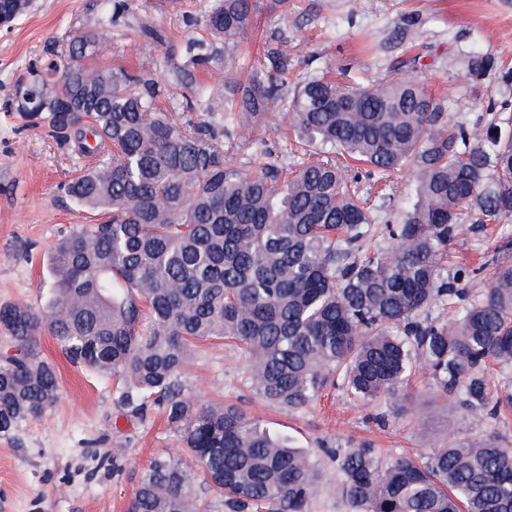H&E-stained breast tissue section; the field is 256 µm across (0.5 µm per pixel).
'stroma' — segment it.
Listing matches in <instances>:
<instances>
[{
	"label": "stroma",
	"mask_w": 512,
	"mask_h": 512,
	"mask_svg": "<svg viewBox=\"0 0 512 512\" xmlns=\"http://www.w3.org/2000/svg\"><path fill=\"white\" fill-rule=\"evenodd\" d=\"M112 24L110 62L144 73L166 88L160 106L175 121L176 102L195 84L224 94V68L247 77L261 62L266 77L284 80L275 111H284L307 74L328 70L371 79L417 78L432 92L449 85L463 93L448 108L453 122L484 127L494 111L512 113V0H254L240 44L225 50L202 24L210 0H127ZM99 0H33L11 28L0 29V305L40 309L51 287L48 259L73 227L98 223L57 191L73 176L68 152L40 125L16 110L17 85L48 42L94 30ZM165 39L145 46L142 27ZM493 57L495 70L475 79L469 54ZM512 216L474 224L448 246V269H483L512 255ZM41 356L59 376L57 403L40 419L0 437V512H127L141 473L157 456L176 453L177 440L154 408L133 416L115 402L112 376L71 364L48 333L36 338ZM249 365L237 348L207 344L184 373L199 402L235 404L272 433L311 455L327 475L315 512H345L336 493V463L327 449L365 444L380 454H427L449 441L490 431L512 445V412L492 422L463 416L438 395L423 371L410 381L404 412L364 404L330 390L316 404L287 411L259 400L247 380Z\"/></svg>",
	"instance_id": "stroma-1"
}]
</instances>
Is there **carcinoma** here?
Listing matches in <instances>:
<instances>
[{
	"label": "carcinoma",
	"instance_id": "1",
	"mask_svg": "<svg viewBox=\"0 0 512 512\" xmlns=\"http://www.w3.org/2000/svg\"><path fill=\"white\" fill-rule=\"evenodd\" d=\"M253 7L215 0L208 34L234 45ZM111 40L105 0L97 30L63 50L48 45L19 91L41 98L44 65L57 60L64 109L18 111L77 161L61 193L109 219L58 240L41 309L0 307L15 350L0 355V435L58 400L56 368L35 350L45 328L71 362L124 379L118 404L135 415L157 408L195 462L153 460L129 512H313L323 474L309 455L239 408L188 392L184 370L200 342L239 347L258 397L288 410L329 387L399 410L420 368L466 416L496 420L512 407V392L489 384V364L512 367V263L496 265L486 287L446 268L465 225L512 214V132L502 134L511 118L469 131L449 118L453 86L437 96L418 81L344 85L315 72L281 114L307 149L287 166L246 167L224 154V138L248 139L275 116L282 87L261 65L244 83L225 72L233 99L196 87L207 120L178 123L157 111V82L102 61ZM494 66L469 58L473 77ZM355 163L386 179L415 172L410 208L374 248L376 213L395 191L368 204ZM330 454L350 512H512V447L492 433L384 462L362 445ZM208 492L215 502L203 507Z\"/></svg>",
	"mask_w": 512,
	"mask_h": 512
}]
</instances>
